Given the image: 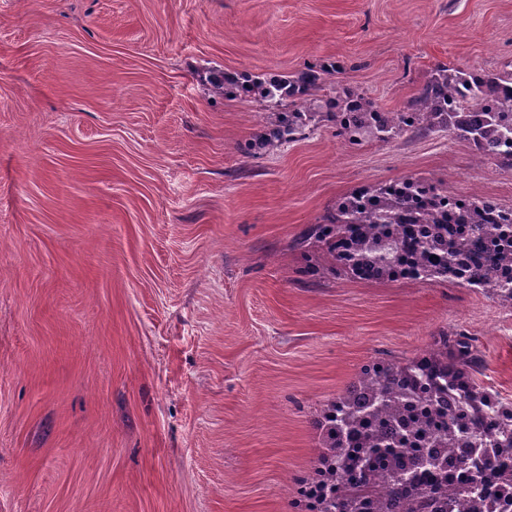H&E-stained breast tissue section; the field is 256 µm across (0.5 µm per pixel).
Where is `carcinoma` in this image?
I'll use <instances>...</instances> for the list:
<instances>
[{
  "label": "carcinoma",
  "mask_w": 512,
  "mask_h": 512,
  "mask_svg": "<svg viewBox=\"0 0 512 512\" xmlns=\"http://www.w3.org/2000/svg\"><path fill=\"white\" fill-rule=\"evenodd\" d=\"M342 69L326 60L282 78L210 72L202 81L222 98L260 99L291 109L274 113L264 132L245 150H273L296 141L313 118L336 126L348 145L388 143L406 131H447L468 145L477 160L493 159L512 169V72L483 71L484 83L468 85L470 70L441 67L432 72L397 112L379 110L362 90L346 86L325 99L326 111L305 102ZM476 119L459 118V89ZM448 194L408 176L347 194L325 224H312L304 240L320 244L336 267L354 279L397 281L414 259L415 281L462 283L512 304V206L484 195L466 197L448 212ZM494 253L469 268L476 245ZM461 268L465 280L451 277ZM480 358L473 339L438 331L422 354L381 360L328 400L317 414L320 447L302 480L298 509L309 512H512V408L478 383ZM459 394L452 413L437 406L443 394ZM472 455L458 461L465 485H448L445 458L462 439Z\"/></svg>",
  "instance_id": "carcinoma-1"
}]
</instances>
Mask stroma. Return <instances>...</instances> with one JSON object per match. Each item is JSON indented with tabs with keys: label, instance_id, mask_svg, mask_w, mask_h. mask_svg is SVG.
Returning a JSON list of instances; mask_svg holds the SVG:
<instances>
[{
	"label": "stroma",
	"instance_id": "35a3bbf8",
	"mask_svg": "<svg viewBox=\"0 0 512 512\" xmlns=\"http://www.w3.org/2000/svg\"><path fill=\"white\" fill-rule=\"evenodd\" d=\"M333 58L402 109L437 67L512 63V0H0V512H295L318 409L440 329L512 402V305L306 274L301 232L405 176L512 205L449 133L243 154L269 114L210 70Z\"/></svg>",
	"mask_w": 512,
	"mask_h": 512
}]
</instances>
